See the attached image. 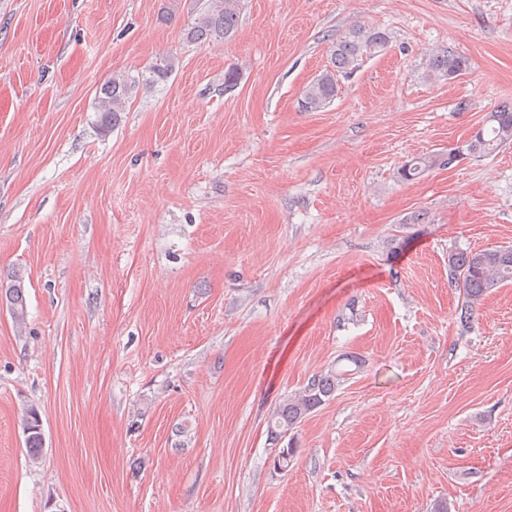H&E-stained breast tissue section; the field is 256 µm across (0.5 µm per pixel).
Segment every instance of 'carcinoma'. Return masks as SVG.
<instances>
[{"label":"carcinoma","instance_id":"carcinoma-1","mask_svg":"<svg viewBox=\"0 0 512 512\" xmlns=\"http://www.w3.org/2000/svg\"><path fill=\"white\" fill-rule=\"evenodd\" d=\"M243 0H210L183 28V39L188 43H222L234 34ZM390 41L389 33L379 27L357 25L332 39L330 68L307 84L301 97V107L306 112H316L333 100L337 92V75L352 73L359 62L383 51ZM178 58L167 54L157 58L146 70L137 75L114 74L105 81L98 92L94 112L96 127L106 135L119 125L122 113L139 89L164 84L175 72ZM469 61L452 50L440 49L428 56L427 76L435 80H454L466 73ZM512 143V103H502L488 114L485 123L459 148L467 157L481 158L494 154L499 148ZM448 153L424 154L405 162L398 170L403 181H413L438 167L449 168L453 161ZM448 269L457 287L463 290V305L459 320L468 323L476 305L493 289L512 282V247L500 246L482 250H457L448 256ZM25 271L14 268L6 276L4 292L6 306L18 328H25L27 302L25 296ZM349 372L331 369L308 378L298 392L289 395L279 404L269 422V435L278 443L289 431L315 409L334 396ZM39 410L33 406L23 410L19 425L24 427L25 448L29 459L41 458L45 441L40 430Z\"/></svg>","mask_w":512,"mask_h":512}]
</instances>
